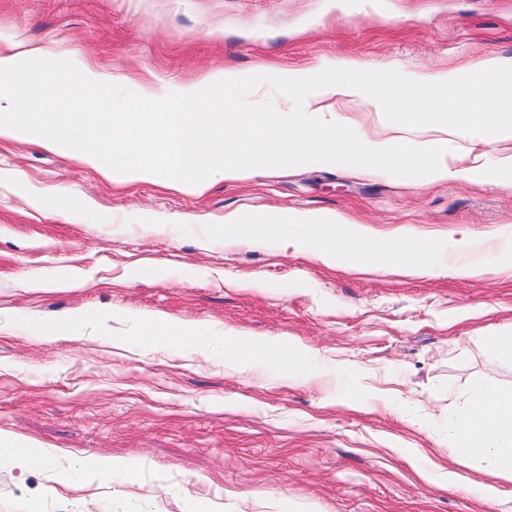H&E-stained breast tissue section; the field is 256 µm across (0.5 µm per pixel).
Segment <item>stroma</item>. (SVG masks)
Segmentation results:
<instances>
[{
  "mask_svg": "<svg viewBox=\"0 0 512 512\" xmlns=\"http://www.w3.org/2000/svg\"><path fill=\"white\" fill-rule=\"evenodd\" d=\"M35 47L136 80L231 67L248 111L250 81L282 70L512 58V0H0V49ZM304 211L380 235L512 236V190L492 183L294 167L188 194L0 139V434L54 454L49 471L0 464V512H512V480L462 461L444 427L476 382L512 386V360L483 346L512 333V270L355 273L202 233L228 214ZM89 310L84 338L37 333ZM152 313L183 327L160 353L140 339ZM226 330L307 353L241 375ZM88 456L138 476L91 478Z\"/></svg>",
  "mask_w": 512,
  "mask_h": 512,
  "instance_id": "35a3bbf8",
  "label": "stroma"
}]
</instances>
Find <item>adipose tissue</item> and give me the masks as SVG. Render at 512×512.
Wrapping results in <instances>:
<instances>
[{"mask_svg": "<svg viewBox=\"0 0 512 512\" xmlns=\"http://www.w3.org/2000/svg\"><path fill=\"white\" fill-rule=\"evenodd\" d=\"M53 60V74L42 70ZM0 138L35 139L48 149L76 156L113 182L154 183L186 192L213 180L235 182L282 167L322 166L372 175L386 167L424 173L430 180H471L472 168L453 160L454 140L512 141V58L475 59L466 72L405 71L399 76L366 72L340 62L289 70L279 79L276 111H254L240 120L226 98L239 72L174 84H139L127 107L88 112L81 87L110 103L124 75L108 73L79 55L47 49L0 51ZM360 99L396 120V133L366 138L344 130L323 103ZM63 111H56V104ZM234 369L263 359L278 361L284 348L225 332ZM448 443L489 476H512V387L487 380L446 418Z\"/></svg>", "mask_w": 512, "mask_h": 512, "instance_id": "obj_1", "label": "adipose tissue"}]
</instances>
